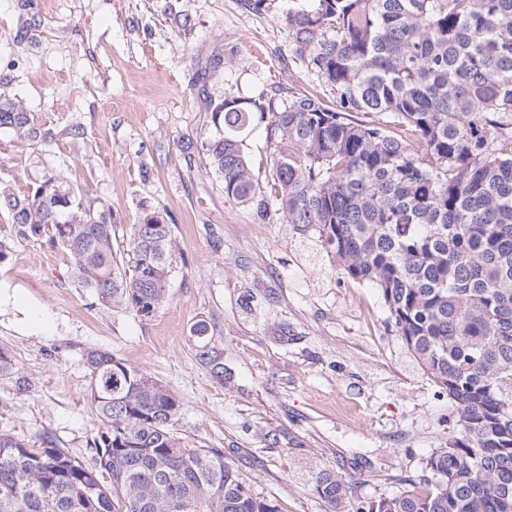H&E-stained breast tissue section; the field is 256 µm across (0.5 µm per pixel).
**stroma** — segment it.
<instances>
[{"instance_id":"1","label":"stroma","mask_w":512,"mask_h":512,"mask_svg":"<svg viewBox=\"0 0 512 512\" xmlns=\"http://www.w3.org/2000/svg\"><path fill=\"white\" fill-rule=\"evenodd\" d=\"M288 0H0V101L33 137L0 128V191L63 176L108 207L119 248L156 216L174 241L168 299L148 318L95 301L70 258L17 235L0 210V297L49 316L47 330L0 308V350L29 381L0 377V432L75 457L101 422L86 356L108 351L169 385L173 429L215 449L279 512H325L318 470L354 505L419 489L457 414L388 320L377 288L346 277L315 229L258 217L224 195L207 147L211 101L279 100L316 83L289 56ZM260 185L276 156L264 127L244 138ZM207 329L197 338L198 326ZM218 352V369L198 346ZM0 128H10L27 136H36L35 129L30 127L27 112L16 102L0 103Z\"/></svg>"}]
</instances>
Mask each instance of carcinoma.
<instances>
[{"instance_id":"carcinoma-1","label":"carcinoma","mask_w":512,"mask_h":512,"mask_svg":"<svg viewBox=\"0 0 512 512\" xmlns=\"http://www.w3.org/2000/svg\"><path fill=\"white\" fill-rule=\"evenodd\" d=\"M286 20L321 91L212 104L210 164L228 199L264 214L242 134L265 124L284 221L315 228L348 278L378 288L459 423L422 492L356 507L330 469L315 490L327 512H512V0H300ZM0 128L37 135L16 102L0 103ZM59 188L51 175L0 209L19 236L66 252L98 303L152 315L170 225L144 220L121 252L111 212L75 191L62 206ZM86 363L102 423L87 457L0 433V512H279L223 454L173 433L180 401L163 381L110 352Z\"/></svg>"}]
</instances>
